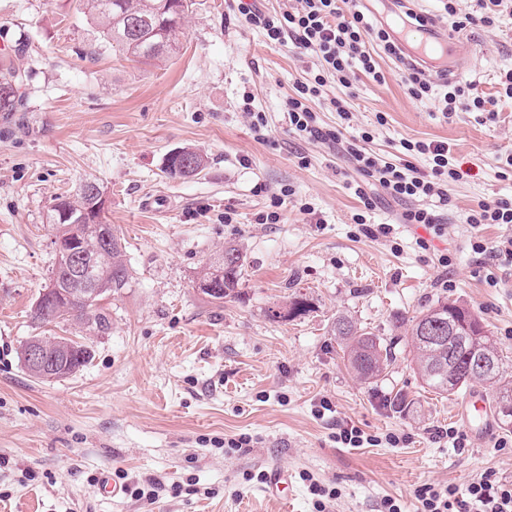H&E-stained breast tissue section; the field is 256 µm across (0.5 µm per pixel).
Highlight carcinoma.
Instances as JSON below:
<instances>
[{
  "label": "carcinoma",
  "instance_id": "obj_1",
  "mask_svg": "<svg viewBox=\"0 0 512 512\" xmlns=\"http://www.w3.org/2000/svg\"><path fill=\"white\" fill-rule=\"evenodd\" d=\"M85 16L94 24L101 42L121 55L144 60L170 58L180 51L183 23L192 0H83ZM24 75L13 61L0 58V118L9 119L23 110L21 91ZM191 160L204 168L203 157L183 148L167 158L166 171L183 176L184 161ZM100 189L94 181L84 183L74 198H58V208L50 210V223L56 235L77 232L95 255L93 273L101 292L96 302L87 306L81 301V287L74 277L68 258L55 255L51 282L61 289L53 303L32 308L30 317L37 323L76 322L89 330L101 331L107 318L99 309L104 296L128 287L129 270L124 262V246L117 234L102 242L100 211L96 196L88 188ZM223 264L206 265L199 272V283L213 290H203L212 300L222 302L234 294L243 279V261L238 249L222 251ZM407 333L414 352L415 370L422 382L439 394H453L462 387L489 384L496 389L495 404L502 423L512 424V378L505 376L502 350L489 336L480 318L456 300H438L406 321ZM333 334L339 340L343 355L358 377L369 381L381 375L393 359L391 347L357 325L351 318L336 317ZM56 346L68 352V371L88 363L90 352L81 344L59 337ZM491 356L497 368L488 375L469 369L476 359Z\"/></svg>",
  "mask_w": 512,
  "mask_h": 512
}]
</instances>
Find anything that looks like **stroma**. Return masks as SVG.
I'll return each instance as SVG.
<instances>
[{
    "label": "stroma",
    "instance_id": "1",
    "mask_svg": "<svg viewBox=\"0 0 512 512\" xmlns=\"http://www.w3.org/2000/svg\"><path fill=\"white\" fill-rule=\"evenodd\" d=\"M79 0H0V54L24 74L27 109L0 123V507L6 512H314L302 474L338 489L332 512H381L385 498L414 507L425 482L466 487L487 470L512 475V428L497 412L463 420L470 394H439L414 372L411 341L394 325L425 304L449 298L471 308L503 351L512 373V266L489 285L469 243L466 217L478 201L512 197V98L498 97L499 72L512 69V13L494 26L466 28L451 81L495 97L497 116L444 118L436 98H411L403 66L374 47L385 75L355 73L352 88L328 82L312 102L340 141L309 143L288 129L284 100L317 62L269 42L248 26L236 0H194L180 53L137 62L112 52L79 13ZM347 97L343 123L326 105ZM264 113L266 140L247 113ZM370 132L369 150L407 156L403 140L448 142L464 179L449 183L444 237L400 223L404 202L381 198L363 212L349 185L356 174L343 144ZM188 148L206 165L171 178L166 159ZM96 180L105 223L123 238L129 288L101 305L110 326L37 324L30 309L48 285L56 198ZM278 211L275 224L262 217ZM390 224L366 236L354 217ZM430 248L418 247L417 238ZM232 246L244 278L224 302L204 295L197 274ZM450 266H441L440 255ZM302 296L311 310L269 319L267 310ZM346 315L395 342L393 360L362 382L331 332ZM32 336H67L91 359L74 374L39 382L19 359ZM404 390L408 413L388 399ZM332 410L320 413L321 401ZM391 446L345 448L336 419ZM453 427L457 450L436 436ZM246 434L249 447L225 453ZM288 475L287 500L261 476ZM129 486L154 481L155 500L115 499L102 478ZM180 495H172L174 486Z\"/></svg>",
    "mask_w": 512,
    "mask_h": 512
}]
</instances>
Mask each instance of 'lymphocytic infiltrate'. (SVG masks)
Returning <instances> with one entry per match:
<instances>
[{"label":"lymphocytic infiltrate","instance_id":"f902f5d3","mask_svg":"<svg viewBox=\"0 0 512 512\" xmlns=\"http://www.w3.org/2000/svg\"><path fill=\"white\" fill-rule=\"evenodd\" d=\"M353 0H295L293 6L279 11H265L248 0H241L239 11L246 23L262 31L274 43L292 45L302 54L316 58L318 69L300 83L288 96L284 110L288 126L300 138L318 142H335L336 130L324 127L310 108L328 78H335L344 87H351L354 72H362L376 82L385 76L369 46L379 43L390 56H401L402 45L386 29L376 28L364 13L354 9ZM369 133H361L359 141L350 142L346 151L360 181L354 193L364 210L376 207V198L384 194L407 201L401 215L405 224H421L442 235L445 224L439 213L424 207V199L438 197L447 204L448 183L462 180L464 172L454 160L452 150L444 141H403L410 155L425 156L428 170L410 163H392L367 149ZM416 512H512V476L490 470L470 483L466 489L425 483L414 491Z\"/></svg>","mask_w":512,"mask_h":512}]
</instances>
